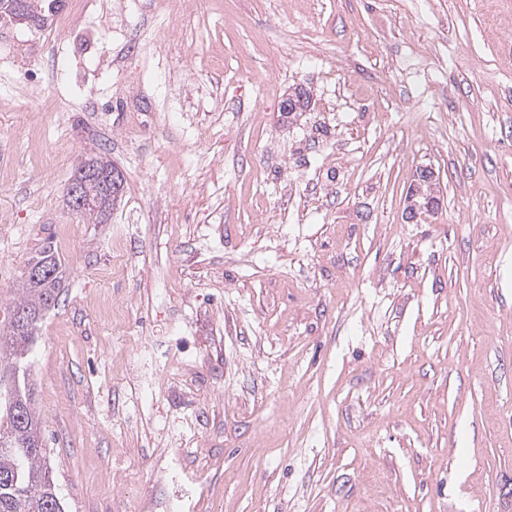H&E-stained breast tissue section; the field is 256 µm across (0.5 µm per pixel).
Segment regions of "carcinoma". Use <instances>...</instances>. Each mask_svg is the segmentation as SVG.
I'll use <instances>...</instances> for the list:
<instances>
[{
	"mask_svg": "<svg viewBox=\"0 0 512 512\" xmlns=\"http://www.w3.org/2000/svg\"><path fill=\"white\" fill-rule=\"evenodd\" d=\"M26 11L35 21V29L48 26V20L61 9L60 0H25ZM84 168L93 181L107 180L116 170L112 161L94 156L84 161ZM96 201L83 211V215L100 224L107 220L115 202L111 194L95 193ZM48 260L54 268V276L48 280L34 281L23 278L21 296L13 309L24 308L35 311L45 299L58 303L66 279V267L51 239H46L36 255L28 263ZM33 336L12 329L0 334V373L18 368V383L21 395H27L29 380V354ZM42 424L34 407H29L26 422L11 419L6 410L0 409V440L5 439L11 447H0V512H63L46 463V448L36 451L33 445L41 440Z\"/></svg>",
	"mask_w": 512,
	"mask_h": 512,
	"instance_id": "obj_1",
	"label": "carcinoma"
}]
</instances>
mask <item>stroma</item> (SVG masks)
I'll return each instance as SVG.
<instances>
[{
    "label": "stroma",
    "mask_w": 512,
    "mask_h": 512,
    "mask_svg": "<svg viewBox=\"0 0 512 512\" xmlns=\"http://www.w3.org/2000/svg\"><path fill=\"white\" fill-rule=\"evenodd\" d=\"M154 2L0 27V329L59 243L65 512H512V0ZM95 153L104 224L62 201ZM95 0H70L68 10L58 13L54 18L53 33L69 34L79 28L92 12ZM52 33V34H53ZM84 168L87 170L88 177H91L93 180L90 183V187H98L100 184V179L107 180L112 176L113 171H117L118 174L121 173L118 171L116 166L112 165V161L102 157V156H94L86 159L84 162ZM93 182H98L95 185ZM409 189V207L408 214L410 219H415L419 212L423 209L431 211L434 209L437 202V194L439 193L438 183L434 172L429 168H421L414 175ZM425 203L421 204L420 202ZM418 199H421L418 201Z\"/></svg>",
    "instance_id": "obj_1"
}]
</instances>
